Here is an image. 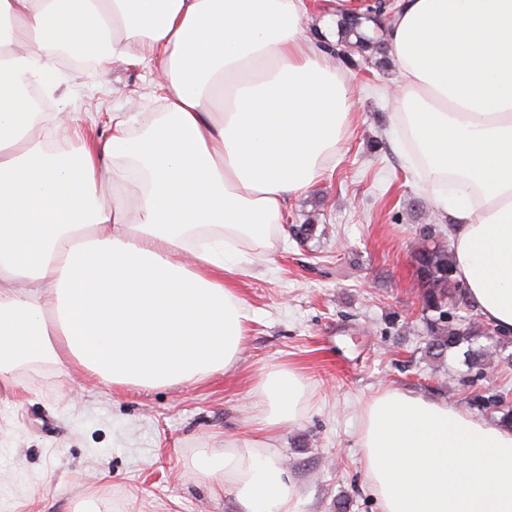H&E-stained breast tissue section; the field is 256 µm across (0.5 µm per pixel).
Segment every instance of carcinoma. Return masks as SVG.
<instances>
[{"mask_svg":"<svg viewBox=\"0 0 512 512\" xmlns=\"http://www.w3.org/2000/svg\"><path fill=\"white\" fill-rule=\"evenodd\" d=\"M380 4L373 3L366 12L358 15L344 13L341 15L340 27L342 43L346 49H357L361 52L377 49L381 41L369 36L364 24L371 22L374 29L387 30V26L378 14ZM416 266L417 280L420 287L425 289V302L422 312H434L436 316L429 319L427 328L428 353L435 359H440L461 346H467L465 351L470 368L480 369L496 359L502 358L499 344L474 346L476 335L472 327H462L447 322L446 307L455 305L464 297V289L454 276V262L448 251L432 240V233L420 235V241L412 251ZM472 402L481 410L500 413L498 423L502 426H512V408L506 405V394L490 392L486 395H474Z\"/></svg>","mask_w":512,"mask_h":512,"instance_id":"obj_1","label":"carcinoma"}]
</instances>
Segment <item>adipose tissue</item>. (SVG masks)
I'll use <instances>...</instances> for the list:
<instances>
[{"instance_id":"1","label":"adipose tissue","mask_w":512,"mask_h":512,"mask_svg":"<svg viewBox=\"0 0 512 512\" xmlns=\"http://www.w3.org/2000/svg\"><path fill=\"white\" fill-rule=\"evenodd\" d=\"M388 36L406 161L449 215L457 279L512 335V0H400ZM304 0H0V383L21 363L80 365L120 388L233 366L247 309L240 255L270 253L290 197L334 160L349 78L305 26ZM102 71L158 61L144 125L53 151L27 88L59 49ZM129 184L104 196L105 183ZM249 435L193 471L239 512H296L276 449L310 397L263 369ZM361 465L378 512H512V428L446 400L385 389L365 407Z\"/></svg>"}]
</instances>
